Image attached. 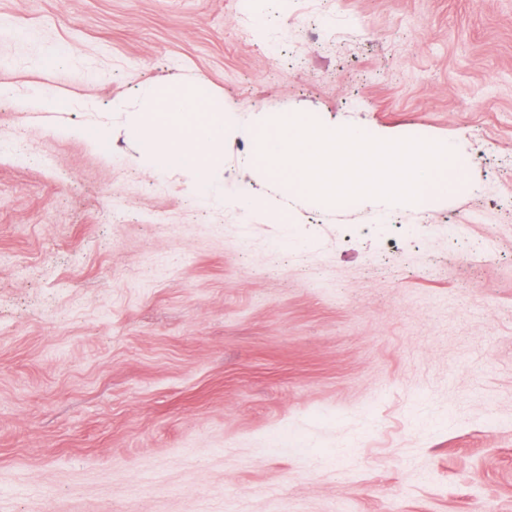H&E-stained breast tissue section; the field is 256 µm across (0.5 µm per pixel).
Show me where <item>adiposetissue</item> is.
I'll list each match as a JSON object with an SVG mask.
<instances>
[{
	"mask_svg": "<svg viewBox=\"0 0 512 512\" xmlns=\"http://www.w3.org/2000/svg\"><path fill=\"white\" fill-rule=\"evenodd\" d=\"M155 119L141 141L143 159L153 169L187 171L208 190L211 160L224 143L225 113L198 89L182 85L152 98Z\"/></svg>",
	"mask_w": 512,
	"mask_h": 512,
	"instance_id": "adipose-tissue-1",
	"label": "adipose tissue"
}]
</instances>
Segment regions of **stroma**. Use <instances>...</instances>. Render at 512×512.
<instances>
[{
  "mask_svg": "<svg viewBox=\"0 0 512 512\" xmlns=\"http://www.w3.org/2000/svg\"><path fill=\"white\" fill-rule=\"evenodd\" d=\"M1 84L0 512H512V0H0ZM173 84L222 207L140 161ZM297 113L465 179L296 198L249 158Z\"/></svg>",
  "mask_w": 512,
  "mask_h": 512,
  "instance_id": "stroma-1",
  "label": "stroma"
}]
</instances>
